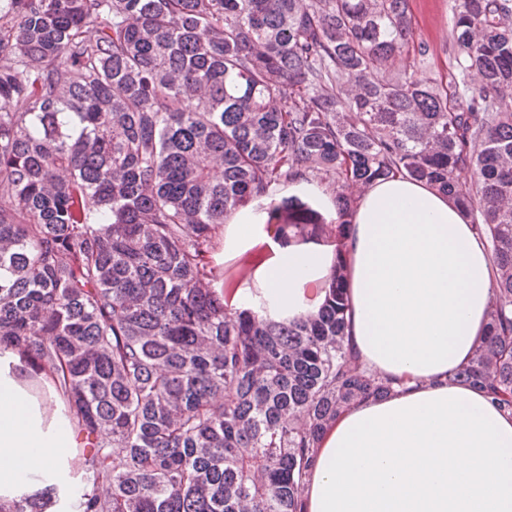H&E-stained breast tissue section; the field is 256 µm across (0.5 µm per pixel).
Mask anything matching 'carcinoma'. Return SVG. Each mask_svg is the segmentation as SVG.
Returning <instances> with one entry per match:
<instances>
[{"mask_svg": "<svg viewBox=\"0 0 512 512\" xmlns=\"http://www.w3.org/2000/svg\"><path fill=\"white\" fill-rule=\"evenodd\" d=\"M411 35L410 0H0V347L68 393L72 512H305L324 429L392 390L353 359L343 253L353 192L397 175L488 243L486 336L448 383L512 413V0H457L447 85L395 70L428 55ZM314 179L330 220L272 197ZM258 199L335 246L317 314L214 287L215 230Z\"/></svg>", "mask_w": 512, "mask_h": 512, "instance_id": "obj_1", "label": "carcinoma"}]
</instances>
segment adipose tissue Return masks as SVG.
I'll use <instances>...</instances> for the list:
<instances>
[{"label":"adipose tissue","instance_id":"1","mask_svg":"<svg viewBox=\"0 0 512 512\" xmlns=\"http://www.w3.org/2000/svg\"><path fill=\"white\" fill-rule=\"evenodd\" d=\"M266 215L225 225L230 306L290 321L319 310L332 244L274 239ZM349 341L362 367L397 384L338 414L307 479V512H512V414L482 389L448 384L486 333V241L446 195L397 176L364 188L344 258ZM81 426L58 377L0 350V504L34 498L70 512Z\"/></svg>","mask_w":512,"mask_h":512}]
</instances>
